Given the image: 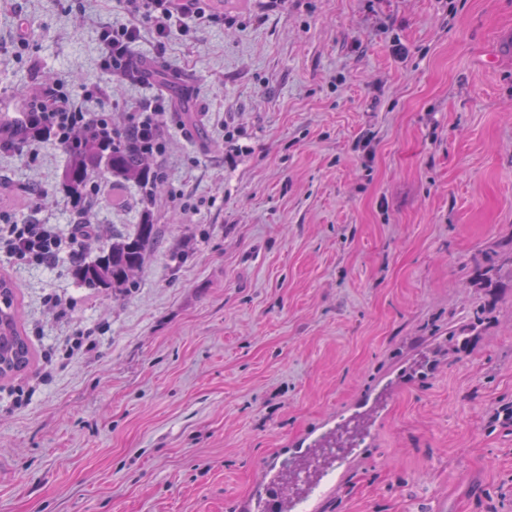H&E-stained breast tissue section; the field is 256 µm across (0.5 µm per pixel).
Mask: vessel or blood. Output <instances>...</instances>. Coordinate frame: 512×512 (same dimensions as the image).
<instances>
[{
	"label": "vessel or blood",
	"mask_w": 512,
	"mask_h": 512,
	"mask_svg": "<svg viewBox=\"0 0 512 512\" xmlns=\"http://www.w3.org/2000/svg\"><path fill=\"white\" fill-rule=\"evenodd\" d=\"M384 418L383 404L370 413L352 412L339 430L327 429L300 442L295 461L286 467H262L252 498L239 502V512H312L335 488V476L352 463L353 448L372 440V424Z\"/></svg>",
	"instance_id": "obj_1"
}]
</instances>
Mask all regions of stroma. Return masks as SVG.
Segmentation results:
<instances>
[{
	"instance_id": "35a3bbf8",
	"label": "stroma",
	"mask_w": 512,
	"mask_h": 512,
	"mask_svg": "<svg viewBox=\"0 0 512 512\" xmlns=\"http://www.w3.org/2000/svg\"><path fill=\"white\" fill-rule=\"evenodd\" d=\"M214 12L225 25L167 46L198 122H170L136 288L84 287L66 255L0 263L34 355L0 381V512H236L263 463L386 387L318 512H512V0ZM118 15L0 9V120L36 85L102 82L96 28ZM64 166L51 139L0 153L6 199L56 190ZM139 213L132 190L99 205L84 257ZM79 330L93 345L64 356Z\"/></svg>"
}]
</instances>
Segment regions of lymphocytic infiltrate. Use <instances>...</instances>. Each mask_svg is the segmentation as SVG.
I'll return each mask as SVG.
<instances>
[{
  "label": "lymphocytic infiltrate",
  "mask_w": 512,
  "mask_h": 512,
  "mask_svg": "<svg viewBox=\"0 0 512 512\" xmlns=\"http://www.w3.org/2000/svg\"><path fill=\"white\" fill-rule=\"evenodd\" d=\"M122 18L101 23L98 30L101 66L111 84L118 85L143 76L142 64L135 47L142 27L152 29L157 52H164L172 37H195L200 29L216 24L205 0H117ZM89 96L103 106L98 112L82 111L75 95L56 84L32 89L28 96L29 111L38 113L42 133L53 135L57 142L75 141L86 136L114 139L121 146L142 149L150 155L157 175H164L167 129L165 99H148L134 112L116 115L113 104L101 87L89 89ZM46 198L34 195L25 205L32 219L17 221L9 211L0 209V255L21 264L48 265L62 253L81 254L86 242L96 232L90 222L73 225L68 235L58 234L38 215Z\"/></svg>",
  "instance_id": "lymphocytic-infiltrate-1"
}]
</instances>
